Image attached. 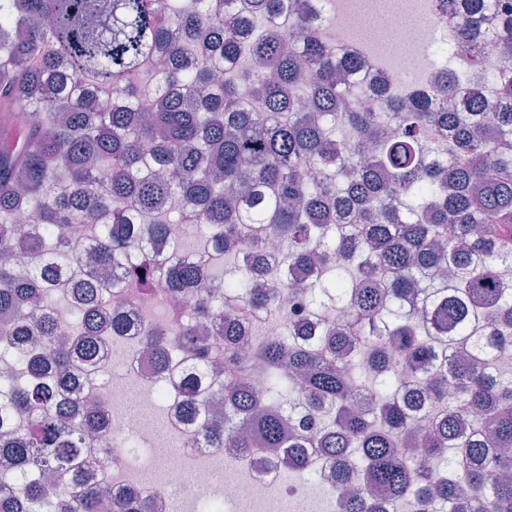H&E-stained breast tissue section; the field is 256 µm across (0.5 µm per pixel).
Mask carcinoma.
I'll return each mask as SVG.
<instances>
[{"instance_id": "cac0c4a2", "label": "carcinoma", "mask_w": 512, "mask_h": 512, "mask_svg": "<svg viewBox=\"0 0 512 512\" xmlns=\"http://www.w3.org/2000/svg\"><path fill=\"white\" fill-rule=\"evenodd\" d=\"M326 23L309 0H0V512H101L71 366L145 302L158 367L191 355L198 447L364 480L336 512H512V64L493 100L443 63L429 97L364 107ZM448 46L486 72L512 0H464Z\"/></svg>"}]
</instances>
